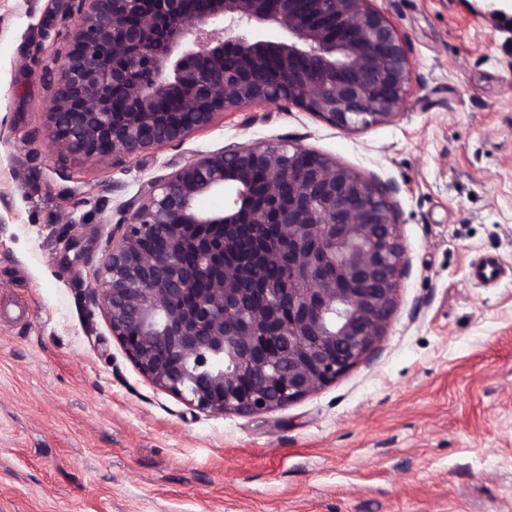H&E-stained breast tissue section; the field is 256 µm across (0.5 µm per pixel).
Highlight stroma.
<instances>
[{
    "label": "stroma",
    "mask_w": 512,
    "mask_h": 512,
    "mask_svg": "<svg viewBox=\"0 0 512 512\" xmlns=\"http://www.w3.org/2000/svg\"><path fill=\"white\" fill-rule=\"evenodd\" d=\"M405 37L392 120L332 127L292 105L225 113L121 165L52 147L79 26L67 0H0V512H512V25L501 0H372ZM285 140L391 188L405 247L375 349L252 415L147 380L91 299L148 179ZM503 275L498 259L491 255L480 258L470 270V276L485 285L498 283Z\"/></svg>",
    "instance_id": "obj_1"
}]
</instances>
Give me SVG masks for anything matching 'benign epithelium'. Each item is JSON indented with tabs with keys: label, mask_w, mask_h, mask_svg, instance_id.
I'll return each instance as SVG.
<instances>
[{
	"label": "benign epithelium",
	"mask_w": 512,
	"mask_h": 512,
	"mask_svg": "<svg viewBox=\"0 0 512 512\" xmlns=\"http://www.w3.org/2000/svg\"><path fill=\"white\" fill-rule=\"evenodd\" d=\"M68 2L81 21L48 140L98 164L180 144L248 105L292 104L358 130L396 116L406 97L403 37L371 0H198L196 10L152 0L146 12L142 0ZM263 26L281 39L260 38ZM173 92L178 111H160ZM218 193L224 211L200 206ZM390 193L284 141L203 154L123 205L94 303L140 373L187 404L283 408L356 365L395 309L405 249ZM264 224L277 225L273 246L256 240ZM149 238L164 247L146 248ZM272 267L284 276L267 278Z\"/></svg>",
	"instance_id": "obj_1"
}]
</instances>
